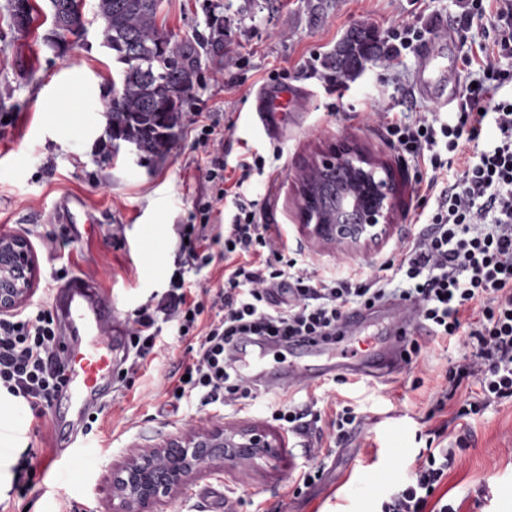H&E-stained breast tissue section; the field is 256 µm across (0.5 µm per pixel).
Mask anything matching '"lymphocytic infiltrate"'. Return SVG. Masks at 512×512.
<instances>
[{
  "label": "lymphocytic infiltrate",
  "instance_id": "obj_1",
  "mask_svg": "<svg viewBox=\"0 0 512 512\" xmlns=\"http://www.w3.org/2000/svg\"><path fill=\"white\" fill-rule=\"evenodd\" d=\"M481 69L453 117L422 112L408 123L384 122L390 141L404 154L428 160L433 174L417 191V210L407 216L416 232L401 237L393 257L364 280L323 276L309 266L287 272L277 225L258 220L267 199L229 193L224 130L215 122L203 125L194 146L207 155L206 191L195 204L194 223L179 227L181 266L175 279L158 302L138 308L127 329L134 359L121 380L133 382L140 364L159 350L169 324L187 343L186 358L168 375L173 397L196 393L202 405L233 406L257 393L239 372L233 355L238 344L325 341L351 311L392 300L417 313L427 336L463 348L429 416L442 413L459 394L465 397L455 413L459 419L512 401V100L495 97L512 72L495 58ZM490 125L496 136L486 145L482 136ZM467 144L473 151L466 157ZM458 160L462 173L449 175ZM227 198L236 213L219 237L212 233L211 218ZM431 201L436 207L430 212ZM219 242L229 261L224 286L206 299L192 292L183 274L186 267L210 265V249ZM399 275L406 287H394ZM58 344L51 309L38 305L0 314V388L40 416L67 380ZM454 460L450 448L418 453L379 512H458L441 490Z\"/></svg>",
  "mask_w": 512,
  "mask_h": 512
}]
</instances>
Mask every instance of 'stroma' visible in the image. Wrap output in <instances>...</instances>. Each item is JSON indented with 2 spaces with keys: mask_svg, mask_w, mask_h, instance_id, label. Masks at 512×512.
Returning <instances> with one entry per match:
<instances>
[{
  "mask_svg": "<svg viewBox=\"0 0 512 512\" xmlns=\"http://www.w3.org/2000/svg\"><path fill=\"white\" fill-rule=\"evenodd\" d=\"M468 0H163L159 21L176 41L205 42L214 19L224 24L220 62L203 60L199 84L188 100L179 136L169 153L147 160L130 147L111 153L101 97L119 68L101 47L97 29L66 53L49 47L51 23L38 17L31 28L10 25L8 0H0V235L27 237L38 262L30 303L48 305L44 287L62 285L71 276L97 277L104 296L123 323H132L139 306L163 293L179 262L178 228L187 223L194 200L205 191L204 161L193 149L197 116L233 124L224 149L231 156L264 157L263 172L242 188L251 197L269 196L266 221L279 225L284 254L298 264L328 275L350 272L365 278L392 253L406 231L404 215L415 207L419 180L429 164L402 154L380 125L377 110L387 106L393 119L412 109L439 111V104L410 100L419 70V53L403 50L392 60L367 64L352 80L324 81L311 73V55L327 56L346 31L368 22L382 34L401 24L435 27L447 22L457 37L445 51L453 62L449 85L474 78L489 40L480 22L464 24ZM288 72V108L281 132L270 137L251 117V100L269 85L271 71ZM350 138L383 160L398 185V218L382 245L366 254L341 255L309 243L299 231L298 178L320 148ZM63 195L83 198L94 223L66 227L55 218ZM122 225L120 238L110 228ZM69 232L65 249H51L50 234ZM163 346L141 368L132 387L112 382V405L83 439L77 456L56 457L59 440L41 445V467L26 495L14 487L0 492V512H104L109 498L108 470L136 443L176 434L190 425L220 418L280 437L283 452L275 465L235 469L224 476L194 482L167 512H211V502H231L235 512H267L284 501L286 512H374L393 481L412 464L419 448L423 418L445 384V374L461 350L423 338L419 374L402 372L376 382L326 379L320 387L272 391L233 407L200 409L197 398L173 399L162 382L184 342L164 329ZM423 385L413 388L414 377ZM296 402L315 406L330 419L337 405L352 403L364 418L361 433L333 449L321 482L293 497L291 475L310 465L296 437L279 427L272 413ZM0 455L20 459L33 441L29 408L0 417ZM471 432L456 449L445 485L448 500L460 512H512V402L450 424L447 433Z\"/></svg>",
  "mask_w": 512,
  "mask_h": 512,
  "instance_id": "35a3bbf8",
  "label": "stroma"
}]
</instances>
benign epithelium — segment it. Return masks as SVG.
I'll return each instance as SVG.
<instances>
[{
    "instance_id": "7a95c632",
    "label": "benign epithelium",
    "mask_w": 512,
    "mask_h": 512,
    "mask_svg": "<svg viewBox=\"0 0 512 512\" xmlns=\"http://www.w3.org/2000/svg\"><path fill=\"white\" fill-rule=\"evenodd\" d=\"M348 173L336 184V210L326 214L313 197L309 181L331 169ZM397 187L386 164L343 139L320 151L300 177L299 227L315 244L342 254L380 246L395 223ZM37 260L22 236H0V314L21 308L31 296ZM279 445L254 428L222 422L191 426L159 442L135 444L110 471L105 512H165L202 475L221 476L232 467L271 464Z\"/></svg>"
}]
</instances>
